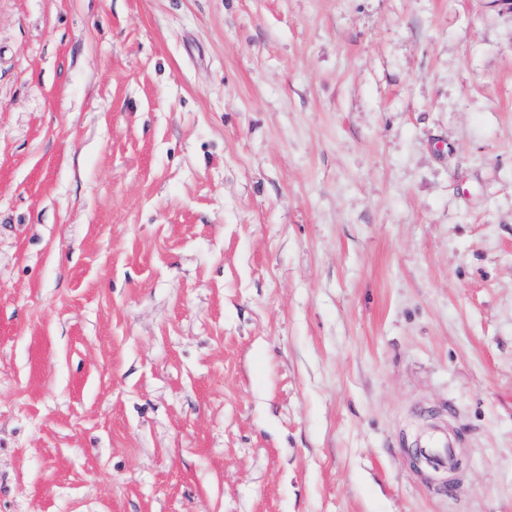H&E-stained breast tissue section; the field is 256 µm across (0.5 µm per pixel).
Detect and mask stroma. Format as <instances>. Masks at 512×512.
<instances>
[{"instance_id": "35a3bbf8", "label": "stroma", "mask_w": 512, "mask_h": 512, "mask_svg": "<svg viewBox=\"0 0 512 512\" xmlns=\"http://www.w3.org/2000/svg\"><path fill=\"white\" fill-rule=\"evenodd\" d=\"M0 512H512V10L0 0ZM418 449L434 469L445 471L450 470L454 465V443L448 438L446 429H439L429 434Z\"/></svg>"}]
</instances>
